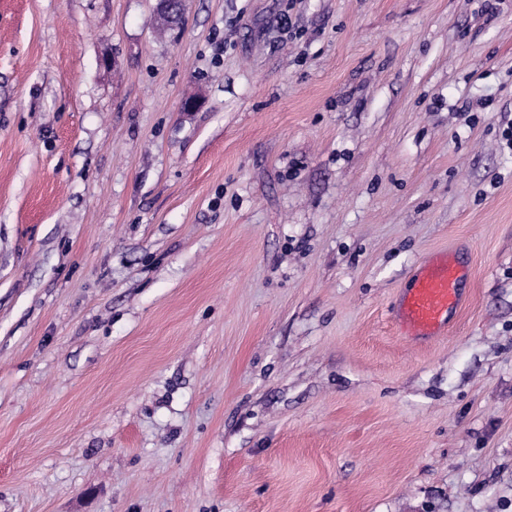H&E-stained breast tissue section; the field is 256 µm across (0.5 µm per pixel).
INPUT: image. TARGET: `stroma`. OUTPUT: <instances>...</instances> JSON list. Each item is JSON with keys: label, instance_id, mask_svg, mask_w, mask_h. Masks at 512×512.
Returning a JSON list of instances; mask_svg holds the SVG:
<instances>
[{"label": "stroma", "instance_id": "obj_1", "mask_svg": "<svg viewBox=\"0 0 512 512\" xmlns=\"http://www.w3.org/2000/svg\"><path fill=\"white\" fill-rule=\"evenodd\" d=\"M184 5L0 0V512H512V0ZM467 264L457 253L434 254L413 271L396 311L401 330L412 340L443 334L466 299Z\"/></svg>", "mask_w": 512, "mask_h": 512}]
</instances>
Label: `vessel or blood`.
Listing matches in <instances>:
<instances>
[{
	"mask_svg": "<svg viewBox=\"0 0 512 512\" xmlns=\"http://www.w3.org/2000/svg\"><path fill=\"white\" fill-rule=\"evenodd\" d=\"M467 264L456 254H434L414 270L411 285L399 302L396 320L413 340H430L443 334L466 299Z\"/></svg>",
	"mask_w": 512,
	"mask_h": 512,
	"instance_id": "obj_1",
	"label": "vessel or blood"
}]
</instances>
